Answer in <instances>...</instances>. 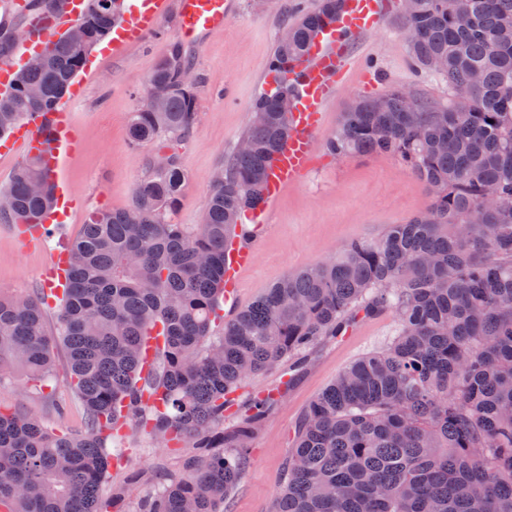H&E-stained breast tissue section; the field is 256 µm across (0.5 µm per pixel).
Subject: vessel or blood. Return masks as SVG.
Listing matches in <instances>:
<instances>
[{
  "label": "vessel or blood",
  "mask_w": 512,
  "mask_h": 512,
  "mask_svg": "<svg viewBox=\"0 0 512 512\" xmlns=\"http://www.w3.org/2000/svg\"><path fill=\"white\" fill-rule=\"evenodd\" d=\"M173 7L178 10L182 39L191 42L203 34L223 30L232 14L233 0H123V14L112 29L113 56H120L126 48L154 33ZM82 9L83 0H62L58 10L39 14L32 11L25 0H0V12L26 20L29 35L16 48L21 58L43 50L52 34L61 32L76 20ZM381 21L380 0H343L334 23L322 29L307 56L293 63L296 80L291 131L268 169L265 202L252 210L249 217L252 236L235 238L227 254L229 292L237 291L243 274L253 266L256 259L253 235L268 228L272 206L279 193L300 183L309 170L314 139L322 127L336 85L346 71L348 49L356 37L376 31ZM20 151L48 161L56 185L52 218L56 223H66L71 214V191L61 169L74 152L69 102H62L48 119H32L14 137L0 141L1 156ZM66 268V252H54L41 275L46 293L52 299L62 298L68 286Z\"/></svg>",
  "instance_id": "vessel-or-blood-1"
}]
</instances>
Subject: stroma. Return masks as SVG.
Segmentation results:
<instances>
[{
    "label": "stroma",
    "instance_id": "35a3bbf8",
    "mask_svg": "<svg viewBox=\"0 0 512 512\" xmlns=\"http://www.w3.org/2000/svg\"><path fill=\"white\" fill-rule=\"evenodd\" d=\"M317 0H237L224 30L190 46L187 53L197 78L200 119L179 155L188 181L173 216L174 223L200 220L215 170L227 159L249 125L251 106L264 87L263 67L297 10L313 9ZM384 24L363 36L348 56L345 81L325 114L323 136L332 135L354 100L380 97L402 89L446 107L455 97L447 84L415 70L403 32L402 0H382ZM176 14H169L157 33L121 56L93 51V62L81 71L82 87L72 102L78 148L65 169L76 204L68 223L53 230L54 241L80 234L87 215L100 208L128 207L134 190L157 149L137 148L128 141L130 117L142 102L156 63L178 42ZM429 188L396 158L387 155L335 157L318 152L307 177L286 189L273 205V228L259 243L254 266L244 275L239 306H247L289 272L333 256L348 241L375 238L389 225L402 224L427 209ZM47 255L38 247H20L11 225L0 223V294L39 291V273ZM394 318L382 313L360 319L344 340L315 344L307 364L274 405L252 441L250 464L224 503V512H271L282 482L293 430L311 400L354 360L384 347ZM0 408L34 415L46 426L65 422L83 428L84 410L66 373H59L44 394L27 374L14 371L0 380ZM126 461L112 472L113 484L127 475L157 480L173 455L146 432L129 433Z\"/></svg>",
    "mask_w": 512,
    "mask_h": 512
}]
</instances>
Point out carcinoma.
<instances>
[{"label":"carcinoma","mask_w":512,"mask_h":512,"mask_svg":"<svg viewBox=\"0 0 512 512\" xmlns=\"http://www.w3.org/2000/svg\"><path fill=\"white\" fill-rule=\"evenodd\" d=\"M86 2L83 38L52 43L0 95V136L53 111L120 18ZM341 4L299 15L268 66L298 60ZM404 29L413 64L457 103L416 98L408 112L399 89L382 104L364 98L325 150L400 159L429 186L428 209L286 275L227 319L226 239L261 201L290 132L277 95L294 88L285 77L254 100L249 149L220 167L200 222L174 224L187 180L176 147L199 120L198 98L182 45L156 63L146 96L164 109L134 112L128 139L170 151L151 158L128 208L88 214L55 328L44 291L0 295V379L19 368L43 389L61 358L86 412L73 430L0 410V512H224L274 405L240 403L239 389L302 367L314 341L385 311L396 317L387 345L343 368L300 417L272 512H512V0H412ZM1 195L11 204L0 220L41 224L50 173L27 158ZM157 326L166 340L149 361L143 336ZM133 428L176 446L174 467L149 494L132 495L135 475L106 497Z\"/></svg>","instance_id":"obj_1"}]
</instances>
